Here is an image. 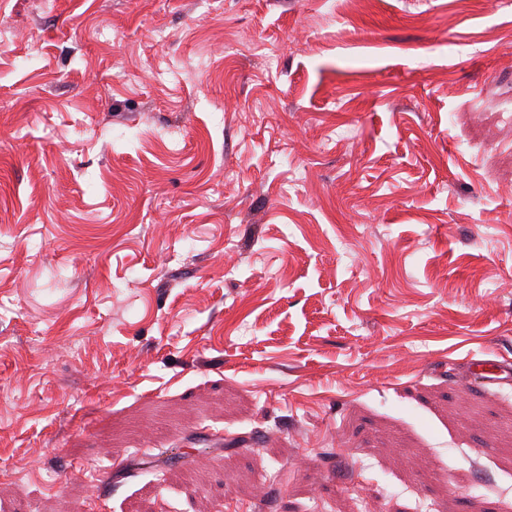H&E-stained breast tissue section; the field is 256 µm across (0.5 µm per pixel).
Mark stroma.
Instances as JSON below:
<instances>
[{"label":"stroma","mask_w":512,"mask_h":512,"mask_svg":"<svg viewBox=\"0 0 512 512\" xmlns=\"http://www.w3.org/2000/svg\"><path fill=\"white\" fill-rule=\"evenodd\" d=\"M475 359L512 0H0V512H512Z\"/></svg>","instance_id":"35a3bbf8"}]
</instances>
